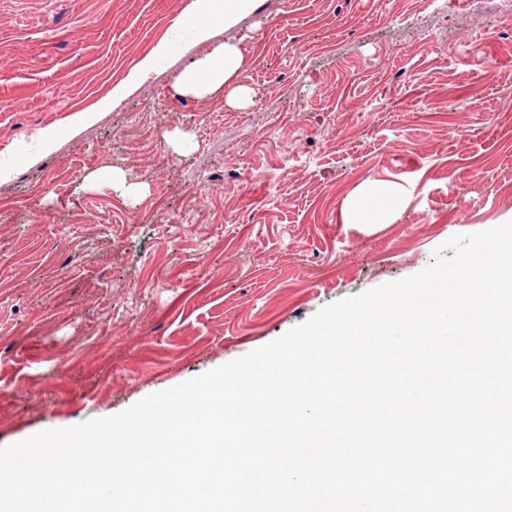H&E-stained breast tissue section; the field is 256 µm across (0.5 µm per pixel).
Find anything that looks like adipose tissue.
I'll return each instance as SVG.
<instances>
[{
  "label": "adipose tissue",
  "mask_w": 512,
  "mask_h": 512,
  "mask_svg": "<svg viewBox=\"0 0 512 512\" xmlns=\"http://www.w3.org/2000/svg\"><path fill=\"white\" fill-rule=\"evenodd\" d=\"M258 0H193L188 9L187 23L193 40L209 42L215 28L231 29L252 14ZM248 68L247 51L243 44L226 43L207 55L194 60L179 76L175 89L178 94L200 99L224 94L234 104L250 94L243 80ZM403 200L393 188H371L347 202L343 219L348 224H384L402 209Z\"/></svg>",
  "instance_id": "1"
}]
</instances>
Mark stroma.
Listing matches in <instances>:
<instances>
[{"mask_svg": "<svg viewBox=\"0 0 512 512\" xmlns=\"http://www.w3.org/2000/svg\"><path fill=\"white\" fill-rule=\"evenodd\" d=\"M191 2L0 0V447L118 414L512 212L500 0H261L199 45ZM239 40L246 103L176 93ZM374 183L402 211L344 223ZM167 51L168 43L163 42L160 43L150 55L141 59L139 63L131 69L123 85L113 91L112 101L119 100L132 93L147 75L154 70L157 60L165 55Z\"/></svg>", "mask_w": 512, "mask_h": 512, "instance_id": "stroma-1", "label": "stroma"}]
</instances>
